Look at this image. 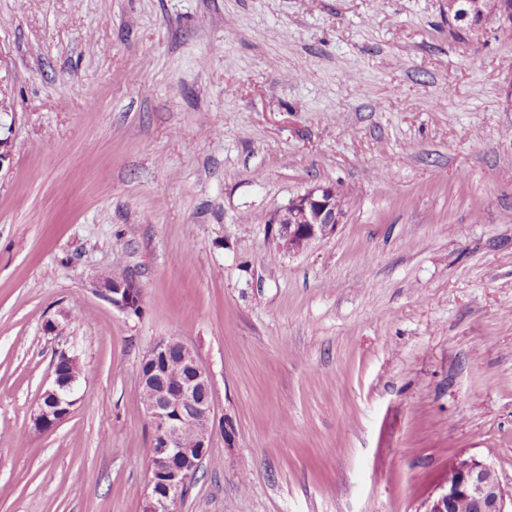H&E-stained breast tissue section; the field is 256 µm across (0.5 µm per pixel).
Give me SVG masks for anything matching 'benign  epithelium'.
Wrapping results in <instances>:
<instances>
[{
	"mask_svg": "<svg viewBox=\"0 0 512 512\" xmlns=\"http://www.w3.org/2000/svg\"><path fill=\"white\" fill-rule=\"evenodd\" d=\"M334 186L317 185L293 198L271 220L279 248L288 254L306 250L314 241L332 235L344 215ZM100 294L112 307L132 312L142 307V290L131 278H114L100 285ZM182 351L187 373L170 368L171 349ZM78 363L70 349L55 353L54 380L40 396L33 414L34 426L49 431L71 413L78 398V377H66L67 368ZM140 383L152 388L144 401L151 427V463L144 490V512H176L202 455L210 447L212 427L197 431L190 439L184 426L193 420L213 421L210 375L195 352L175 337L157 341L140 369ZM470 512H512V494L505 491L492 465L474 458L452 461L448 481L425 502L424 512H456L461 504Z\"/></svg>",
	"mask_w": 512,
	"mask_h": 512,
	"instance_id": "7a95c632",
	"label": "benign epithelium"
}]
</instances>
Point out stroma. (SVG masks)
I'll list each match as a JSON object with an SVG mask.
<instances>
[{"instance_id":"1","label":"stroma","mask_w":512,"mask_h":512,"mask_svg":"<svg viewBox=\"0 0 512 512\" xmlns=\"http://www.w3.org/2000/svg\"><path fill=\"white\" fill-rule=\"evenodd\" d=\"M0 85V512H143L168 337L215 408L180 512H423L458 457L512 492V30L454 39L448 0H0ZM317 185L345 215L287 255L268 222ZM61 347L80 399L42 432ZM99 286L98 291L112 303L113 308L126 312H134L135 309L142 308V290L136 280L114 278L112 284L105 286L101 282Z\"/></svg>"}]
</instances>
